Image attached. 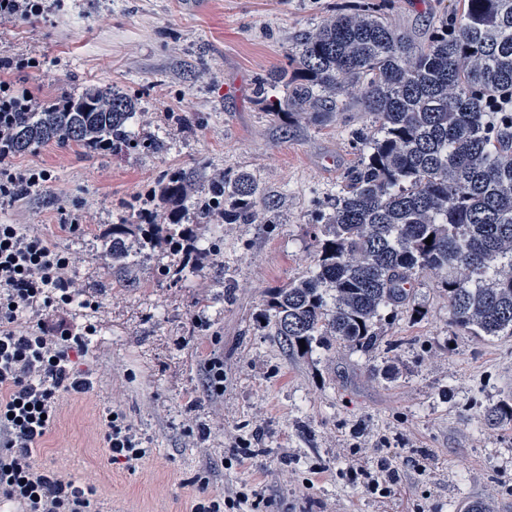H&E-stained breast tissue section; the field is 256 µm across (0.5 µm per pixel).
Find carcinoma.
<instances>
[{"mask_svg": "<svg viewBox=\"0 0 512 512\" xmlns=\"http://www.w3.org/2000/svg\"><path fill=\"white\" fill-rule=\"evenodd\" d=\"M372 116L362 157L317 213L311 272L274 291L266 319L288 348L310 350L329 336L370 350L375 322L409 297L429 271L448 293L455 325L474 336H512V0H465L417 44L375 4L340 9L297 36L295 54L255 94L276 115L340 112L349 87ZM136 102L127 92L84 87L33 112L0 114L11 135L0 154L55 142L87 156H118L131 144ZM266 200L250 174L210 178L201 167L168 169L130 209L138 223L112 225V265L132 269L125 237L154 244L155 207L167 211V245L181 253L207 218L252 224ZM432 238L431 244L425 239ZM305 340L300 345L299 340Z\"/></svg>", "mask_w": 512, "mask_h": 512, "instance_id": "obj_1", "label": "carcinoma"}]
</instances>
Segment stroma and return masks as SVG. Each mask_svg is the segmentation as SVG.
I'll use <instances>...</instances> for the list:
<instances>
[{"label":"stroma","instance_id":"1","mask_svg":"<svg viewBox=\"0 0 512 512\" xmlns=\"http://www.w3.org/2000/svg\"><path fill=\"white\" fill-rule=\"evenodd\" d=\"M362 0H47L40 16L0 18V58L37 59L0 82L38 102L82 86L135 92L137 144L125 159L47 143L12 157L48 181L0 202L72 259L97 309L33 459L93 488L102 512H191L201 494L249 496L236 512H512V422L487 418L512 399V336L454 324L438 277L420 274L409 302L384 313L378 347L331 342L288 350L264 317L270 293L313 268L316 212L328 210L362 155L369 118L359 89L342 112L275 116L254 87L286 64L296 37ZM393 28L422 40L464 0H373ZM169 149L149 151L151 137ZM252 173L269 200L252 224H212L219 266L162 278L149 257L114 269L104 235L170 167ZM224 366V389L208 366ZM114 412L146 455L113 459L99 421Z\"/></svg>","mask_w":512,"mask_h":512}]
</instances>
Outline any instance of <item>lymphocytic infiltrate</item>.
Returning <instances> with one entry per match:
<instances>
[{
    "label": "lymphocytic infiltrate",
    "mask_w": 512,
    "mask_h": 512,
    "mask_svg": "<svg viewBox=\"0 0 512 512\" xmlns=\"http://www.w3.org/2000/svg\"><path fill=\"white\" fill-rule=\"evenodd\" d=\"M70 258L17 224L0 223V503L21 512H99L91 491L42 472L32 450L48 432L60 391H82L71 354L82 333L70 318L77 293ZM44 310L35 329L22 327L27 310ZM113 457L141 460L131 428L103 417Z\"/></svg>",
    "instance_id": "lymphocytic-infiltrate-1"
}]
</instances>
